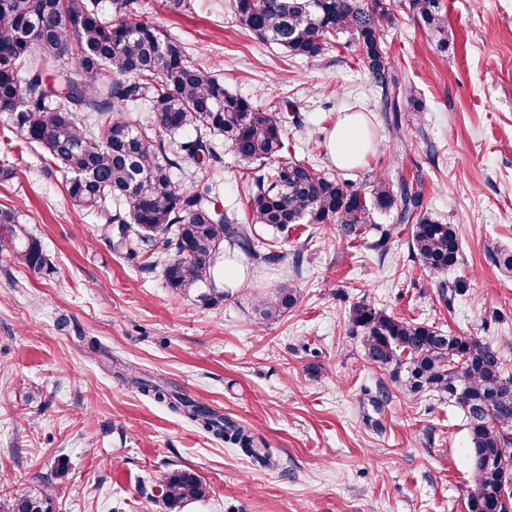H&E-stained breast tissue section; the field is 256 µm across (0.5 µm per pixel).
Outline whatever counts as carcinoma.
Wrapping results in <instances>:
<instances>
[{
    "label": "carcinoma",
    "mask_w": 512,
    "mask_h": 512,
    "mask_svg": "<svg viewBox=\"0 0 512 512\" xmlns=\"http://www.w3.org/2000/svg\"><path fill=\"white\" fill-rule=\"evenodd\" d=\"M133 0H0V113L10 116L20 138L44 149L72 177L71 203L126 224L133 234L118 245L129 255L161 242L170 251L163 275L170 288L199 291L212 300L215 268L229 245L250 259L278 260L256 226L283 232L290 224H334L347 240H367L385 254L395 227L375 215L397 211L413 225L409 251L432 275L461 259L458 233L422 208L421 193L387 175L369 193L356 185V171L332 176L288 157V111L257 109L224 87L210 67L196 63L160 25L129 17ZM436 46L448 49V18L438 0H408ZM239 26L292 57L314 59L345 38L359 63L381 90L380 110L400 137V103L419 109L415 89L393 75L383 43L395 15L385 0H231ZM74 63L79 80L67 67ZM146 102L145 126L126 113ZM224 138L247 171V214L251 223L224 208L210 184L219 161L214 139ZM190 164L199 172L191 187L175 180ZM0 228L13 258L29 268L46 264L40 240L21 224L20 213L0 206ZM297 303V289L282 285L258 301L261 323L275 320ZM348 326L360 333L368 358L410 393L434 392L462 409L475 487L468 512H509L512 507V374L498 349L475 336H455L379 312L365 302L349 309ZM127 382L142 395L192 422L215 439L271 464L245 426L224 413L169 390L164 381L135 367ZM171 506L207 497L208 487L191 468L176 469L162 482ZM7 512H54L52 498L26 494Z\"/></svg>",
    "instance_id": "carcinoma-1"
}]
</instances>
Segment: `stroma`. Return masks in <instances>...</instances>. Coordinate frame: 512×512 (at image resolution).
<instances>
[{"label": "stroma", "instance_id": "obj_1", "mask_svg": "<svg viewBox=\"0 0 512 512\" xmlns=\"http://www.w3.org/2000/svg\"><path fill=\"white\" fill-rule=\"evenodd\" d=\"M230 0H138L213 67L225 87L263 110L291 103L292 153L329 172L326 143L343 114L364 109L375 129L358 168L421 185L424 208L455 225L459 266L430 275L409 255L412 227L397 226L386 255L351 245L337 228L304 224L278 234L283 261H251L248 290L203 303L169 288V254L116 248V225L74 208L66 175L21 140L0 114V205L16 208L43 246L34 270L0 249V501L33 492L55 512H467L473 485L465 418L447 399L399 390L346 322L359 301L445 333L496 346L512 372V0H441L447 52L391 0L384 42L394 74L412 83L420 111L403 107L393 140L377 91L354 47L317 59L288 56L241 29ZM213 190L240 209L242 169L216 139ZM301 252L293 270L290 254ZM464 283L444 303L439 282ZM291 283L299 300L258 323L257 298ZM98 340L103 350L87 344ZM130 364L209 404L266 442L272 466L248 458L118 375ZM187 466L207 498L171 507L163 473Z\"/></svg>", "mask_w": 512, "mask_h": 512}]
</instances>
